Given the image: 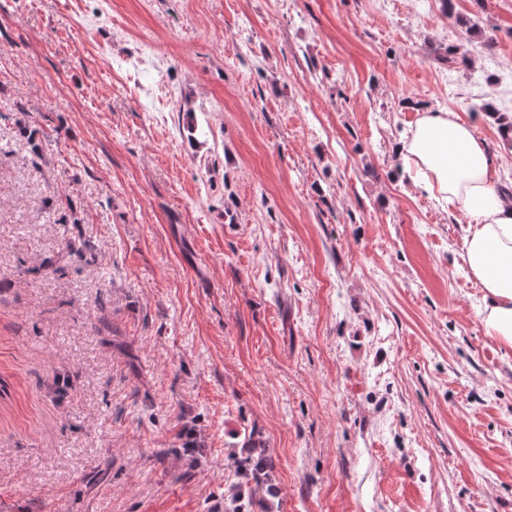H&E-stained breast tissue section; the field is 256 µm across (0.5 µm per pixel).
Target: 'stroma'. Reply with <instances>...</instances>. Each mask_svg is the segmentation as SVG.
<instances>
[{"instance_id": "stroma-1", "label": "stroma", "mask_w": 512, "mask_h": 512, "mask_svg": "<svg viewBox=\"0 0 512 512\" xmlns=\"http://www.w3.org/2000/svg\"><path fill=\"white\" fill-rule=\"evenodd\" d=\"M425 111L512 177V0H0V512H512ZM254 431L245 437L243 448L237 453L231 452L230 458L235 464L237 473L253 484L252 494L244 500L241 493L230 490L224 494V512H274L273 503L267 498L274 496L275 492L270 484L273 469L271 459L266 455L264 448H256L252 442ZM258 496V498H257Z\"/></svg>"}]
</instances>
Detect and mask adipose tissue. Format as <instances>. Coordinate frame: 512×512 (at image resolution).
<instances>
[{"mask_svg": "<svg viewBox=\"0 0 512 512\" xmlns=\"http://www.w3.org/2000/svg\"><path fill=\"white\" fill-rule=\"evenodd\" d=\"M397 153L439 206L471 216L463 257L484 290L480 322L486 335L512 348V202L494 187L487 149L457 113L425 111Z\"/></svg>", "mask_w": 512, "mask_h": 512, "instance_id": "adipose-tissue-1", "label": "adipose tissue"}]
</instances>
